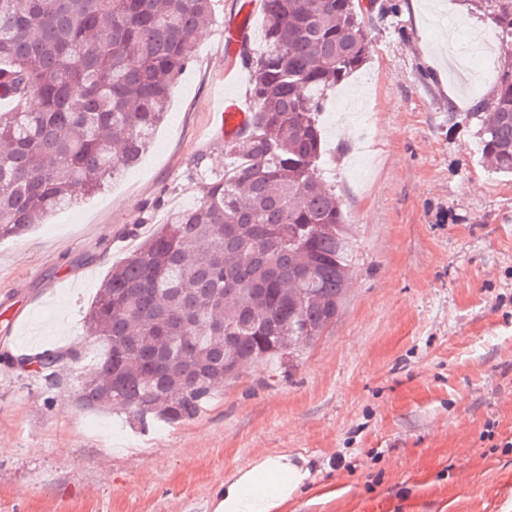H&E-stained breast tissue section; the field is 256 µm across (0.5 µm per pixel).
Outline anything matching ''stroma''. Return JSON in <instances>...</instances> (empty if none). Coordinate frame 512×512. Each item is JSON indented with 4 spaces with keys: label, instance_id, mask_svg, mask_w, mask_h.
<instances>
[{
    "label": "stroma",
    "instance_id": "1",
    "mask_svg": "<svg viewBox=\"0 0 512 512\" xmlns=\"http://www.w3.org/2000/svg\"><path fill=\"white\" fill-rule=\"evenodd\" d=\"M215 22L138 166L16 240L0 241V351L83 340L60 384L0 378V512H211L225 478L256 458H308L311 480L283 512H512V178L482 167L464 115L512 62L473 0H400L365 11L366 65L326 98L372 117L374 147L326 128L357 265L336 317L292 370L264 364L189 421L141 431L81 406L80 374L102 348L85 316L113 263L165 213L193 204L194 158L220 169L216 90L248 98ZM158 202L153 215L145 203ZM70 287H57L60 276Z\"/></svg>",
    "mask_w": 512,
    "mask_h": 512
}]
</instances>
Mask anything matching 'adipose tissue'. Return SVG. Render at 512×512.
Here are the masks:
<instances>
[{"mask_svg": "<svg viewBox=\"0 0 512 512\" xmlns=\"http://www.w3.org/2000/svg\"><path fill=\"white\" fill-rule=\"evenodd\" d=\"M309 479L303 457L288 453L260 457L225 479L212 512H281Z\"/></svg>", "mask_w": 512, "mask_h": 512, "instance_id": "adipose-tissue-1", "label": "adipose tissue"}]
</instances>
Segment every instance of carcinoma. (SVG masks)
I'll return each instance as SVG.
<instances>
[{"instance_id":"carcinoma-1","label":"carcinoma","mask_w":512,"mask_h":512,"mask_svg":"<svg viewBox=\"0 0 512 512\" xmlns=\"http://www.w3.org/2000/svg\"><path fill=\"white\" fill-rule=\"evenodd\" d=\"M512 43V0H481ZM263 49L251 71L249 129L224 141L229 173L188 177L198 201L112 268L87 321L101 359L79 402L118 408L145 429L194 418L251 367L290 364L336 321L355 271L354 239L321 174L327 91L367 61L350 0H263ZM213 0H0V240L19 238L136 164L194 61ZM477 120L489 171L512 176V68ZM52 375L80 350L4 355Z\"/></svg>"}]
</instances>
